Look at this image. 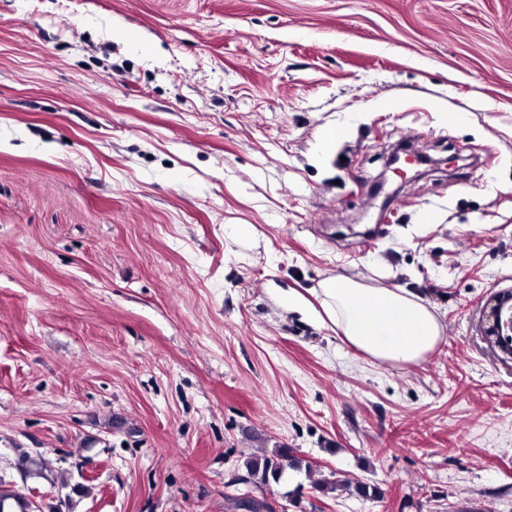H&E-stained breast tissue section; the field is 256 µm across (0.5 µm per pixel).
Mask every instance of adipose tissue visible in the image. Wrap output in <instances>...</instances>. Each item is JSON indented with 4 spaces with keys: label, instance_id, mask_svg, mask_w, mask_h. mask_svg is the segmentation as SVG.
<instances>
[{
    "label": "adipose tissue",
    "instance_id": "adipose-tissue-1",
    "mask_svg": "<svg viewBox=\"0 0 512 512\" xmlns=\"http://www.w3.org/2000/svg\"><path fill=\"white\" fill-rule=\"evenodd\" d=\"M318 305L291 292L285 311L315 315L323 311L338 335L377 364L405 365L423 360L442 340L439 320L419 296L402 288H368L347 278L323 281Z\"/></svg>",
    "mask_w": 512,
    "mask_h": 512
}]
</instances>
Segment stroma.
Segmentation results:
<instances>
[{
	"instance_id": "stroma-1",
	"label": "stroma",
	"mask_w": 512,
	"mask_h": 512,
	"mask_svg": "<svg viewBox=\"0 0 512 512\" xmlns=\"http://www.w3.org/2000/svg\"><path fill=\"white\" fill-rule=\"evenodd\" d=\"M406 140L471 162L386 171ZM330 277L443 341L377 365L282 309ZM507 291L512 0H0V478L40 512H512ZM489 305L484 336L511 357V347L506 346L503 339L512 335V292L499 295ZM300 460L291 448H281L272 456L255 458L246 462L249 483L270 485L279 483L287 469H299ZM320 489L323 492H346L349 495L356 494L365 498H375L379 495V492L376 487L370 486L366 483L359 482H339V481H330L323 482L320 486Z\"/></svg>"
}]
</instances>
